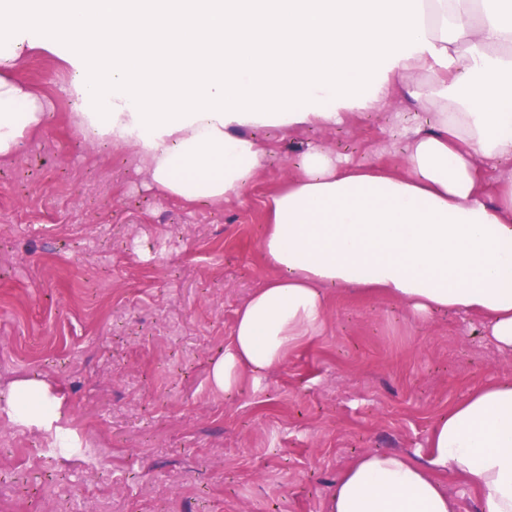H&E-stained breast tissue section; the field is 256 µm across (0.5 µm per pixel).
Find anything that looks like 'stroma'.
Returning <instances> with one entry per match:
<instances>
[{
    "instance_id": "35a3bbf8",
    "label": "stroma",
    "mask_w": 512,
    "mask_h": 512,
    "mask_svg": "<svg viewBox=\"0 0 512 512\" xmlns=\"http://www.w3.org/2000/svg\"><path fill=\"white\" fill-rule=\"evenodd\" d=\"M52 114L21 154L0 158V399L36 378L75 423L93 420L107 472L74 440L25 466L36 429L0 419V512H326L361 453L422 460L431 428L474 389L512 381V353L484 319L413 317L402 303L338 291L324 328L259 386L211 390L249 295L271 271L259 249L264 200L309 148L403 168L425 116L403 91L390 110L342 124L255 131L267 152L248 192L217 204L156 188L133 147L79 138L59 53L32 50L12 73Z\"/></svg>"
}]
</instances>
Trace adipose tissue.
I'll use <instances>...</instances> for the list:
<instances>
[{
  "instance_id": "obj_1",
  "label": "adipose tissue",
  "mask_w": 512,
  "mask_h": 512,
  "mask_svg": "<svg viewBox=\"0 0 512 512\" xmlns=\"http://www.w3.org/2000/svg\"><path fill=\"white\" fill-rule=\"evenodd\" d=\"M65 48L75 126L132 146L153 184L210 204L243 195L266 156L244 128L334 126L385 111L403 89L426 123L406 134L405 170L306 151L265 202L260 250L272 276L240 308L209 383H260L318 335L343 289L413 315L485 317L512 351V178L486 197L481 168L512 161V0H0V157L48 121L10 78L27 50ZM11 418L60 430L62 401L12 387ZM425 461L366 452L327 512H512V383L471 392L430 431ZM446 487L448 488L449 495L462 506V512H477L475 510V496L466 484L453 478H448L446 480Z\"/></svg>"
}]
</instances>
